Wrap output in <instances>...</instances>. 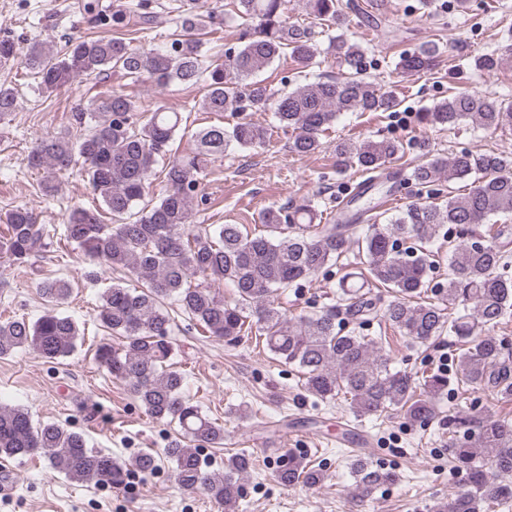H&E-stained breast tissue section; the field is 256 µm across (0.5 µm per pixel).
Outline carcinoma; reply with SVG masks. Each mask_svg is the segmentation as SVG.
<instances>
[{
	"label": "carcinoma",
	"instance_id": "obj_1",
	"mask_svg": "<svg viewBox=\"0 0 512 512\" xmlns=\"http://www.w3.org/2000/svg\"><path fill=\"white\" fill-rule=\"evenodd\" d=\"M235 2L252 37L224 53V63L212 69L205 67L199 38L202 0H190L195 9L184 12V34L168 47L136 49L116 37L73 39L61 52L34 43L22 64L48 95L77 78L97 79L112 70L134 83L147 74L158 87L194 85L206 73V111L239 115L270 110L280 126L295 132L289 149L300 156L321 149V136L343 112H396L400 101L395 93L367 75L368 49L344 30L346 11L357 9L351 0H302L310 18L336 25L325 49L311 29L288 24L286 0ZM148 8V0H138L112 10V27H125L135 11L148 23ZM505 51L512 55V44L502 52L481 54L476 68L497 70ZM324 53L336 55L340 73L280 93L254 79L283 56L301 73ZM439 55L437 43L423 42L400 55L395 70L424 75ZM18 106L16 88L0 84V120ZM77 119L84 132L74 137L63 129L39 139L27 164L43 171L42 189L51 193L58 175L81 163L101 208H73L64 224L65 242L107 270L141 281L134 287L114 283L101 295L97 319L122 344L101 343L96 360L124 382L149 417L179 426L188 443L174 442L165 454L182 488L204 492L227 512L242 496L240 480L254 468V459L234 454L224 459V470H211L191 447L195 442L224 444V428L184 395L183 374L172 363L175 322L167 299H174L210 338L232 344L257 331L273 359L296 367L305 393L325 402L342 400L358 417L394 411L407 424L424 426L437 416L438 400L453 383L462 389L481 386L501 400H512V360L504 353L508 341L495 335V327L512 317V266L501 242L512 235V226L496 221L512 216V154L462 150L443 156L423 143L426 162L414 167L407 180L426 190V197L387 223L369 224L357 233L360 217L378 208L364 200L335 224L316 223L318 211L309 204L270 208L261 214L260 229L250 230L244 224H195L192 202L208 165L224 157L232 144L242 149L265 145L264 127L242 118L230 129L220 124L197 129L189 152L168 161L162 195L140 207L158 158L181 129L182 115L161 106L149 112L129 95L112 92L101 98L90 121L81 109ZM413 120L440 131L469 121L495 132L512 128V104L479 92L453 91L414 113ZM405 149L403 141L392 137L341 139L334 166L338 173L353 167L381 171L401 159ZM457 181L471 182L469 192L450 195L441 205L432 200L440 193L438 186ZM105 214L112 223H104ZM0 223L5 226L0 261L25 264L47 247L46 226L31 209L12 208L0 215ZM445 224L455 230L448 236V281L432 288L436 260L427 243ZM352 245L358 248L365 288L340 289L338 305L319 314L290 317L277 306L279 291L328 273ZM224 284L234 291L230 303L216 292ZM375 288L392 296L382 309ZM40 292L50 306L47 313L33 322L24 317L0 322V358L28 350L52 362L76 348L78 324L55 312L70 296V283L48 278ZM342 310L360 328L379 316L416 346L431 345L445 334L454 337L460 343L453 353L455 377L438 370L416 378L391 367L379 338L336 325ZM468 411L448 417V448L457 467L467 471V486L438 503L434 512H494L512 501V420ZM36 454L73 482L115 488L125 486L132 467L142 473L158 467L151 452L137 455L129 465L87 448L81 432L57 422L35 423L23 408L0 402V457ZM352 473L366 494L394 480L391 472L366 463L354 464ZM276 478L288 487L316 485L323 474L288 451L277 462Z\"/></svg>",
	"mask_w": 512,
	"mask_h": 512
}]
</instances>
